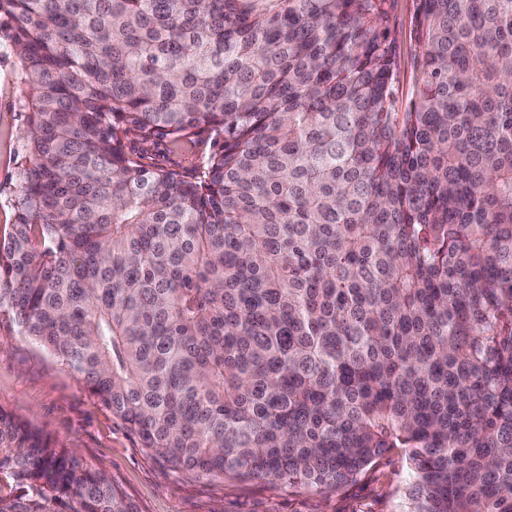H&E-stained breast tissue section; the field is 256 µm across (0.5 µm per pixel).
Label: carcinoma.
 Instances as JSON below:
<instances>
[{"label": "carcinoma", "mask_w": 512, "mask_h": 512, "mask_svg": "<svg viewBox=\"0 0 512 512\" xmlns=\"http://www.w3.org/2000/svg\"><path fill=\"white\" fill-rule=\"evenodd\" d=\"M0 0L26 85L0 307L147 454L512 512V0ZM212 150L186 179L150 148ZM0 512H134L0 407ZM390 39L398 62L395 88L403 107L411 90L415 69L416 40L414 32L415 0H387Z\"/></svg>", "instance_id": "cac0c4a2"}]
</instances>
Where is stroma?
<instances>
[{
  "label": "stroma",
  "mask_w": 512,
  "mask_h": 512,
  "mask_svg": "<svg viewBox=\"0 0 512 512\" xmlns=\"http://www.w3.org/2000/svg\"><path fill=\"white\" fill-rule=\"evenodd\" d=\"M385 8L398 62L395 88L404 99L415 69V0H386ZM24 90L15 56L0 55V240L17 222L26 155ZM0 407L29 421L56 447L75 449L85 464L112 479L135 512H401L403 505L405 461L397 450L332 493L172 469L148 456L59 358L22 334L6 309L0 311Z\"/></svg>",
  "instance_id": "35a3bbf8"
}]
</instances>
